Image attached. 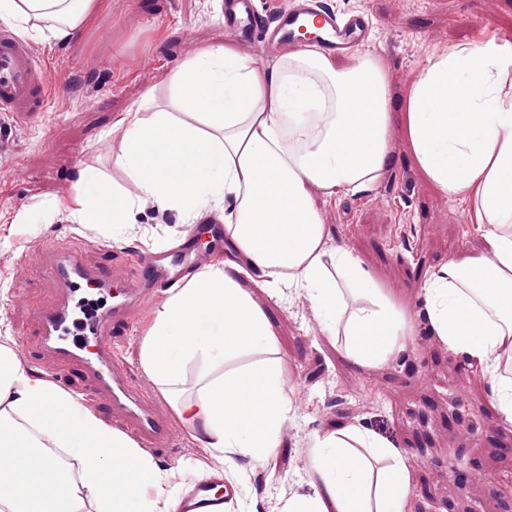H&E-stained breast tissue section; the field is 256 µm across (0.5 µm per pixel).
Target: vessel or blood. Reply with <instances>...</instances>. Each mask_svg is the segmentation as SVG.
I'll return each mask as SVG.
<instances>
[{"mask_svg": "<svg viewBox=\"0 0 512 512\" xmlns=\"http://www.w3.org/2000/svg\"><path fill=\"white\" fill-rule=\"evenodd\" d=\"M311 20L322 29V47L341 55L367 40L370 20L364 15L337 16L318 0H293L291 7L266 19L257 0H224V27L243 42L258 41L266 48L301 45V23ZM49 98L43 67L29 45L7 26L0 25V112L29 120L42 112ZM41 273L56 291L48 307H34L37 341L28 357L46 373L65 374L70 386L85 387L98 397L113 419L126 423L141 447L166 452L172 443V425L165 412L147 403L141 387L115 366L112 342L131 335V316L154 301L158 289L178 283L184 272L200 262L195 239H188L179 260L145 253L141 271L127 277L119 270L84 260L71 242L53 239L39 249ZM98 291L108 296L90 318L74 315L80 292ZM224 497L211 498L206 485H198L185 504L186 512H224Z\"/></svg>", "mask_w": 512, "mask_h": 512, "instance_id": "1", "label": "vessel or blood"}]
</instances>
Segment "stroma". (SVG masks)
I'll list each match as a JSON object with an SVG mask.
<instances>
[{
    "label": "stroma",
    "instance_id": "1",
    "mask_svg": "<svg viewBox=\"0 0 512 512\" xmlns=\"http://www.w3.org/2000/svg\"><path fill=\"white\" fill-rule=\"evenodd\" d=\"M340 14L367 13L370 41L391 71L394 100L418 77L427 55L479 40L485 25L512 34V0H328ZM232 37L219 0H112L111 9L67 41L32 42L52 88L41 116L24 123L0 115V158L17 163L0 176V336L13 352L33 326L10 285L21 282L45 306L53 286L36 271L48 239L83 246L88 262L134 276L141 256L169 250L191 226L162 202L144 196L114 159L129 109L163 101L172 72L209 44ZM233 42V41H232ZM393 164L366 192L313 196L330 244L355 248L384 287L409 311L428 271L478 250L469 207L449 201L415 165L400 131L391 136ZM91 167L135 200V225L77 224L67 210L79 191L78 171ZM280 339L292 414L282 437L277 473L236 460L242 491L224 512H275L282 501L306 495L312 435L337 424H362L404 451L415 470L406 512H512V427L498 424L488 375L449 352L417 320L400 358L356 369L325 341L305 293L255 289ZM150 315L133 318L134 338L117 345V365L139 381L147 401L159 396L140 364L141 338ZM469 481L457 490L458 464Z\"/></svg>",
    "mask_w": 512,
    "mask_h": 512
}]
</instances>
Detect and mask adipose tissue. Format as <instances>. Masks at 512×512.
Listing matches in <instances>:
<instances>
[{"label": "adipose tissue", "instance_id": "1", "mask_svg": "<svg viewBox=\"0 0 512 512\" xmlns=\"http://www.w3.org/2000/svg\"><path fill=\"white\" fill-rule=\"evenodd\" d=\"M109 0H0L23 37L63 41ZM116 163L145 196L196 220L229 207L226 256L172 289L140 363L175 419L205 450L180 481L78 395L33 376L0 345V512H180L192 484L229 477L236 457L275 470L292 409L278 336L253 288L308 297L320 330L351 366L389 362L413 320L352 247L328 244L313 189L333 199L373 184L400 129L446 198L467 203L478 252L433 270L419 291L425 324L449 352L488 374L501 423L512 425V58L485 26L476 42L428 55L401 104L376 54L343 64L316 47L260 69L211 44L177 67L154 111L122 118ZM69 217L128 224L135 202L94 170ZM251 270L252 288L240 276ZM194 389H185L188 371ZM415 474L370 428L317 431L309 493L279 512H405Z\"/></svg>", "mask_w": 512, "mask_h": 512}]
</instances>
